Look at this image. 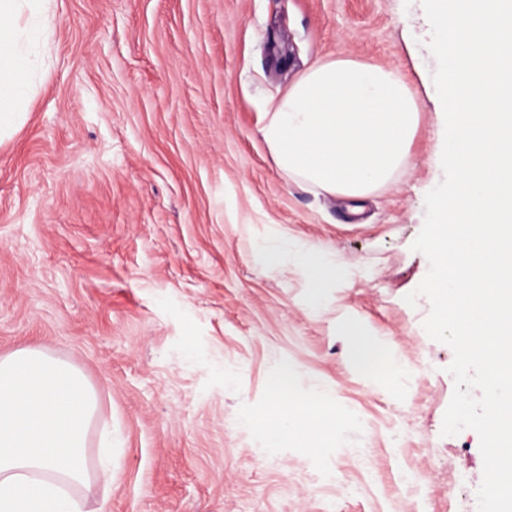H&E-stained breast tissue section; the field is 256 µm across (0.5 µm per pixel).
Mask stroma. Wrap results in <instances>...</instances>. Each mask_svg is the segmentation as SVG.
<instances>
[{
  "label": "stroma",
  "instance_id": "obj_1",
  "mask_svg": "<svg viewBox=\"0 0 512 512\" xmlns=\"http://www.w3.org/2000/svg\"><path fill=\"white\" fill-rule=\"evenodd\" d=\"M21 124L0 134V355L79 367L112 430L110 512H478L480 438L441 433L451 348L423 328L412 244L444 178L445 119L420 0H52ZM399 72L419 106L406 165L350 202L294 180L261 129L315 62ZM278 236L343 278L310 307ZM386 354L365 374L339 331ZM402 358L406 371L392 360ZM336 430L269 443L275 366Z\"/></svg>",
  "mask_w": 512,
  "mask_h": 512
}]
</instances>
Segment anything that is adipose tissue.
Returning a JSON list of instances; mask_svg holds the SVG:
<instances>
[{"mask_svg": "<svg viewBox=\"0 0 512 512\" xmlns=\"http://www.w3.org/2000/svg\"><path fill=\"white\" fill-rule=\"evenodd\" d=\"M49 0H0V132L15 126L30 96V55L50 37ZM419 107L402 76L348 58L310 67L268 111L262 135L288 175L352 201L385 184L407 161ZM306 271L315 286L343 270L321 249L287 239L267 247ZM98 398L84 373L37 349L0 356V512H106L94 483H111L106 461L91 464Z\"/></svg>", "mask_w": 512, "mask_h": 512, "instance_id": "ef3b65f1", "label": "adipose tissue"}]
</instances>
